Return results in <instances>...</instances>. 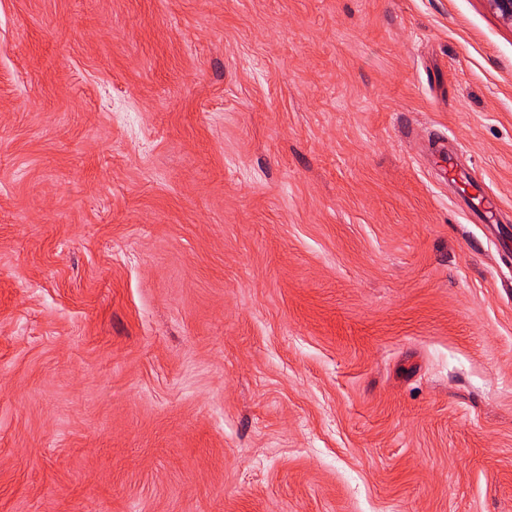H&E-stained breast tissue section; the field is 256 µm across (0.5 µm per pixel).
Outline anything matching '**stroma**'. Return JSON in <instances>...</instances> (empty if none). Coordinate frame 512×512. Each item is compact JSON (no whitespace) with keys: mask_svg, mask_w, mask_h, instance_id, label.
Segmentation results:
<instances>
[{"mask_svg":"<svg viewBox=\"0 0 512 512\" xmlns=\"http://www.w3.org/2000/svg\"><path fill=\"white\" fill-rule=\"evenodd\" d=\"M509 233L485 0H0V512H512Z\"/></svg>","mask_w":512,"mask_h":512,"instance_id":"1","label":"stroma"}]
</instances>
